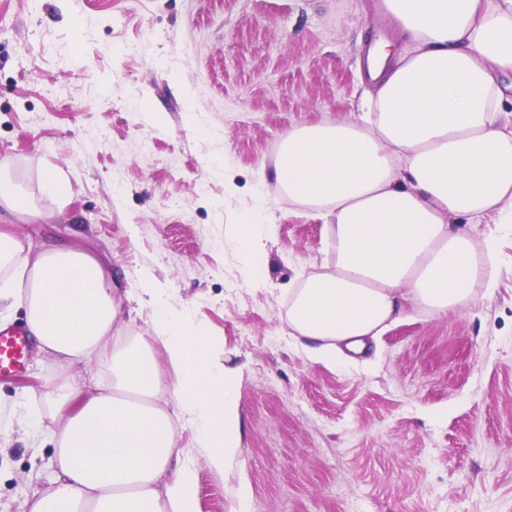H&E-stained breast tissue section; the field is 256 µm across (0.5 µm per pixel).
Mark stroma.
<instances>
[{
	"instance_id": "1",
	"label": "stroma",
	"mask_w": 512,
	"mask_h": 512,
	"mask_svg": "<svg viewBox=\"0 0 512 512\" xmlns=\"http://www.w3.org/2000/svg\"><path fill=\"white\" fill-rule=\"evenodd\" d=\"M367 0H0V178L35 212L13 233L36 252L79 242L121 274V332L67 363L31 341L21 378L0 379V512L51 492L53 440L73 406L112 385L122 340L152 348L147 279L243 370L241 445L212 471L169 395L178 464L200 512H512V223L496 237L494 286L455 312L412 310L368 350L316 361L288 328L301 273L332 260L321 219L289 205L274 167L289 129L354 121L366 83ZM223 133V171L207 162ZM62 183L65 193L46 186ZM265 200L267 281L246 253L215 248Z\"/></svg>"
}]
</instances>
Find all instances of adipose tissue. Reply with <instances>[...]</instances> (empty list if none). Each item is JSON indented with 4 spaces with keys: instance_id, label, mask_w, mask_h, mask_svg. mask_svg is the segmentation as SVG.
<instances>
[{
    "instance_id": "obj_1",
    "label": "adipose tissue",
    "mask_w": 512,
    "mask_h": 512,
    "mask_svg": "<svg viewBox=\"0 0 512 512\" xmlns=\"http://www.w3.org/2000/svg\"><path fill=\"white\" fill-rule=\"evenodd\" d=\"M398 40L369 49L375 87L355 122L289 130L275 166L282 192L319 214L336 249L332 268L304 277L288 304L295 336L326 363L359 351L408 309L445 315L477 287H492L496 245L475 246L465 224L491 213L512 223V0H384ZM223 245L250 254L244 283L266 280L262 210L242 215ZM0 226V270L12 281L0 301L25 300L26 329L75 361L121 313L112 269L71 244L34 259ZM154 340L176 373L161 378L150 350L119 352L111 389L70 415L55 448L56 486L34 494L31 512H199L196 478L172 469L176 440L168 392L193 423L208 466L223 472L241 442V373L162 289L143 282Z\"/></svg>"
}]
</instances>
